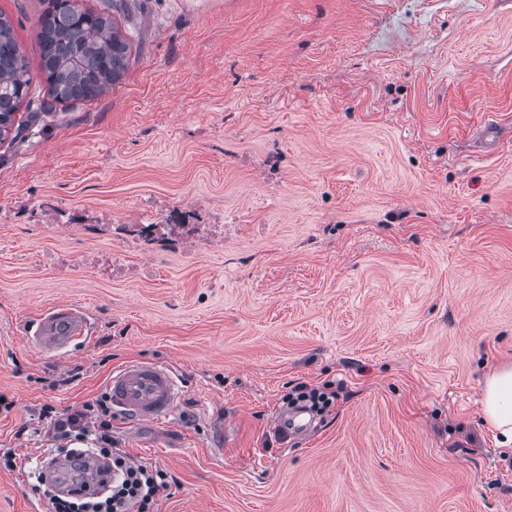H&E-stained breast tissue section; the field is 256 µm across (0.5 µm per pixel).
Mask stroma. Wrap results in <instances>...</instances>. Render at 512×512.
<instances>
[{
	"label": "stroma",
	"instance_id": "obj_1",
	"mask_svg": "<svg viewBox=\"0 0 512 512\" xmlns=\"http://www.w3.org/2000/svg\"><path fill=\"white\" fill-rule=\"evenodd\" d=\"M44 0H0L30 93L0 140V454L39 460L44 404L169 363L163 423L113 419L175 477L157 512H512V449L480 415L512 361V0H139L129 66L56 104ZM154 196L225 218L162 255L59 228L138 218ZM109 252L131 274L104 280ZM87 307L91 342L40 355L42 309ZM336 399L275 441L297 384ZM0 470V512H49Z\"/></svg>",
	"mask_w": 512,
	"mask_h": 512
}]
</instances>
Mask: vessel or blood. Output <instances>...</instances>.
<instances>
[{
  "label": "vessel or blood",
  "instance_id": "b4317fda",
  "mask_svg": "<svg viewBox=\"0 0 512 512\" xmlns=\"http://www.w3.org/2000/svg\"><path fill=\"white\" fill-rule=\"evenodd\" d=\"M90 334L87 310L77 304H58L43 309L26 329V340L37 352L66 355ZM179 395L174 369L154 360L135 361L113 372L106 385L107 400L114 414L134 422H162L173 413ZM96 459L56 455L48 472L70 494L81 496L93 488Z\"/></svg>",
  "mask_w": 512,
  "mask_h": 512
}]
</instances>
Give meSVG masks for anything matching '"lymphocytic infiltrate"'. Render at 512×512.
Returning <instances> with one entry per match:
<instances>
[{
    "label": "lymphocytic infiltrate",
    "mask_w": 512,
    "mask_h": 512,
    "mask_svg": "<svg viewBox=\"0 0 512 512\" xmlns=\"http://www.w3.org/2000/svg\"><path fill=\"white\" fill-rule=\"evenodd\" d=\"M48 436L55 454L71 453L73 445L112 459L117 474L112 494L106 498H78L49 495L50 512H156L158 501L170 487L168 474L161 469L128 460L126 454L112 450V413L105 399L84 403L81 408L59 413L44 406Z\"/></svg>",
    "instance_id": "lymphocytic-infiltrate-1"
}]
</instances>
